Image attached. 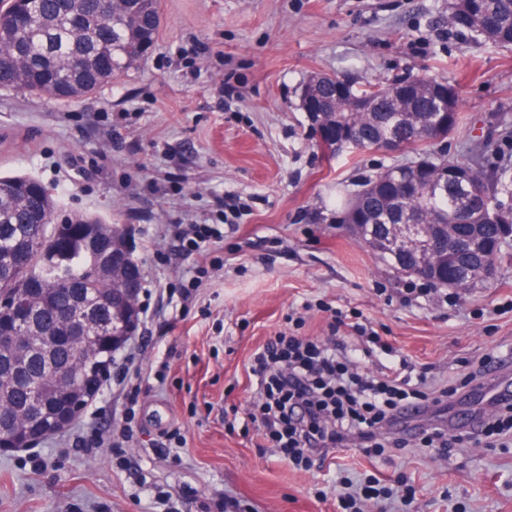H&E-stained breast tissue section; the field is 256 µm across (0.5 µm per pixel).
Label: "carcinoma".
Returning <instances> with one entry per match:
<instances>
[{"instance_id": "1", "label": "carcinoma", "mask_w": 512, "mask_h": 512, "mask_svg": "<svg viewBox=\"0 0 512 512\" xmlns=\"http://www.w3.org/2000/svg\"><path fill=\"white\" fill-rule=\"evenodd\" d=\"M156 0H142L134 8L118 0H39L31 11L22 0H0V89L28 92L53 99H77L112 75L139 63L150 49L159 27ZM448 28L473 39L506 45L512 43V0H453ZM300 107L337 114L336 122L322 127L319 144L331 146L345 138L356 150L395 143L413 150L418 158L401 165L403 172L385 169L370 178L358 192L363 199L359 220L363 224H474L475 210L491 203L504 207L502 222L486 221L483 238L498 245L501 224L512 225V166L494 162L501 144L497 140L473 142L466 159L430 156L425 148L448 138L461 122L460 92L438 76L370 82L358 89L331 76H316L299 95ZM465 166L472 187L448 179L435 190L439 168ZM59 210L53 195L36 178L0 176V283H9L17 265H26V303L36 306L28 345L0 342V429L10 426L22 435L33 431L37 415L30 403V387L54 384L56 370L73 369L72 385L82 384L79 362L83 340L61 325V314L75 322L87 321L90 335H98L99 360L112 366V337L98 333L88 310L95 298L119 287L120 280L98 269V260L79 237L84 224L99 226L105 244L123 240V230L92 213L75 214L63 223L48 224L52 240L33 246L36 225ZM466 237L443 243L432 263L448 251L466 250ZM68 406L66 390L46 402L44 411L57 415Z\"/></svg>"}]
</instances>
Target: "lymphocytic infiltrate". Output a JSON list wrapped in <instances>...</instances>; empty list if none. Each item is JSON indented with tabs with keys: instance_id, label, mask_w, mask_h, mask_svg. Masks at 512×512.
<instances>
[{
	"instance_id": "f902f5d3",
	"label": "lymphocytic infiltrate",
	"mask_w": 512,
	"mask_h": 512,
	"mask_svg": "<svg viewBox=\"0 0 512 512\" xmlns=\"http://www.w3.org/2000/svg\"><path fill=\"white\" fill-rule=\"evenodd\" d=\"M160 234L198 255L199 274L209 266L211 245L224 237L212 224H165ZM495 362L493 354H486L469 363L458 385L435 388L425 379H412L407 361L372 376L335 343L282 334L255 355L251 372L255 407L269 446L298 465L349 446L373 457L381 448L408 445L412 437L398 420L404 408L446 411L459 388H481Z\"/></svg>"
}]
</instances>
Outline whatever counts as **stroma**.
I'll return each instance as SVG.
<instances>
[{
    "label": "stroma",
    "mask_w": 512,
    "mask_h": 512,
    "mask_svg": "<svg viewBox=\"0 0 512 512\" xmlns=\"http://www.w3.org/2000/svg\"><path fill=\"white\" fill-rule=\"evenodd\" d=\"M451 0H159L147 56L87 97L62 101L0 89V173L39 179L64 212L120 225L143 277L142 307L163 320L149 343L118 354L139 368L143 395L128 411L103 383L64 433L34 450H0V512H336V484L365 471L407 499L367 512H512V443L421 447L366 460L349 451L300 468L234 426L251 407L249 367L281 334L350 349L348 326H372L388 351L362 363L381 374L401 356L428 383L465 361L512 354V265L490 285L423 294L339 222L341 201L409 151L321 149L299 105L312 76L355 87L423 72L461 91L463 120L436 153L456 160L477 138L512 131V46L448 29ZM240 199L236 233L213 247L190 299L196 264L163 224H220L217 201ZM175 325H168V318ZM512 380V363L485 385ZM132 423L125 457L86 455L83 428Z\"/></svg>",
    "instance_id": "stroma-1"
}]
</instances>
